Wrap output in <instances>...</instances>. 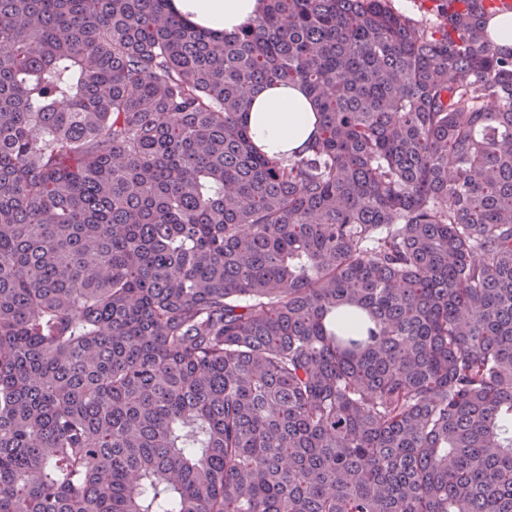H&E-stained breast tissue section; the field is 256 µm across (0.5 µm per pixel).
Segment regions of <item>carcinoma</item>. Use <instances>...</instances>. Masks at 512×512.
<instances>
[{"label": "carcinoma", "mask_w": 512, "mask_h": 512, "mask_svg": "<svg viewBox=\"0 0 512 512\" xmlns=\"http://www.w3.org/2000/svg\"><path fill=\"white\" fill-rule=\"evenodd\" d=\"M263 3L0 0V512H512L502 11ZM176 15L196 28L218 34H236L262 10L261 0H172ZM392 5L399 12L415 19L424 20L427 23H436L437 14L440 11L439 3L432 0H391ZM488 30L500 48L506 51L512 48V13H510V17H493L488 23ZM246 123L254 145L279 159L304 149L318 118L302 86L267 84L253 94Z\"/></svg>", "instance_id": "obj_1"}]
</instances>
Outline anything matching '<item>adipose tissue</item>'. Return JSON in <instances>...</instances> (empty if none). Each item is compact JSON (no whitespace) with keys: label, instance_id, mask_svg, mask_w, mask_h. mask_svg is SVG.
Here are the masks:
<instances>
[{"label":"adipose tissue","instance_id":"ef3b65f1","mask_svg":"<svg viewBox=\"0 0 512 512\" xmlns=\"http://www.w3.org/2000/svg\"><path fill=\"white\" fill-rule=\"evenodd\" d=\"M176 15L196 28L231 35L262 10V0H171ZM254 145L272 158L304 149L316 130V110L302 86L267 84L252 96L246 117Z\"/></svg>","mask_w":512,"mask_h":512}]
</instances>
